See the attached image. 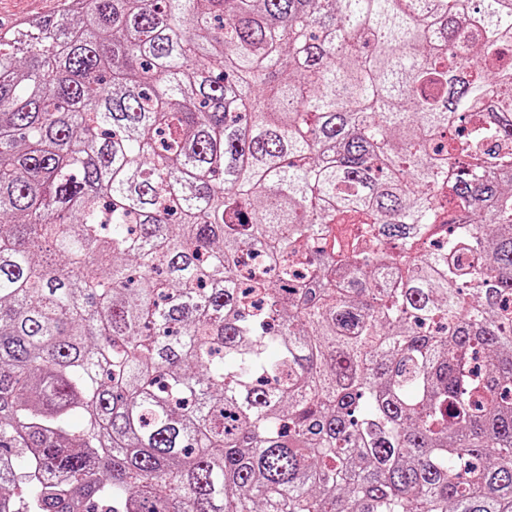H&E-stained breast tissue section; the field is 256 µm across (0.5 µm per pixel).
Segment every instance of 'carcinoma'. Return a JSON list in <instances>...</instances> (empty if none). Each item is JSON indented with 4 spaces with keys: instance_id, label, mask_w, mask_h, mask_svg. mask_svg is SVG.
Masks as SVG:
<instances>
[{
    "instance_id": "obj_1",
    "label": "carcinoma",
    "mask_w": 512,
    "mask_h": 512,
    "mask_svg": "<svg viewBox=\"0 0 512 512\" xmlns=\"http://www.w3.org/2000/svg\"><path fill=\"white\" fill-rule=\"evenodd\" d=\"M0 512H512V0L0 33Z\"/></svg>"
}]
</instances>
